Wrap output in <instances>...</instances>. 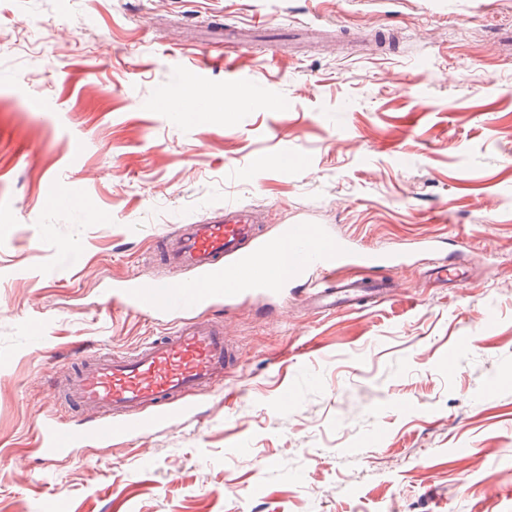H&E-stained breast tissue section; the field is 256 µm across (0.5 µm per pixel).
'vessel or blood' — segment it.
Segmentation results:
<instances>
[{
	"label": "vessel or blood",
	"instance_id": "vessel-or-blood-1",
	"mask_svg": "<svg viewBox=\"0 0 512 512\" xmlns=\"http://www.w3.org/2000/svg\"><path fill=\"white\" fill-rule=\"evenodd\" d=\"M443 245L435 237L418 244L420 252L436 260L431 270L435 277L448 270ZM280 247L291 257L284 271L272 262ZM163 249L167 263L190 270V277L125 279L107 291L106 302L160 318L176 316L179 324L129 353H89L74 370L55 376L59 406L87 418L88 425L73 429L55 417L40 419L38 445L45 463H54L87 439L111 443L196 416L197 396L223 381L237 351L226 340L222 321L200 322L191 318V311L216 303L229 308L250 297L274 300L297 283L309 288L304 299L309 308L347 311L368 298L390 297L389 272L410 259L408 252L394 247L362 249L320 224H283L269 237L253 211L232 201L225 203L223 216L167 234ZM353 267L375 271L377 277H344V270Z\"/></svg>",
	"mask_w": 512,
	"mask_h": 512
}]
</instances>
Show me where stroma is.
<instances>
[{
	"mask_svg": "<svg viewBox=\"0 0 512 512\" xmlns=\"http://www.w3.org/2000/svg\"><path fill=\"white\" fill-rule=\"evenodd\" d=\"M228 201L462 281L247 299L198 418L44 464L43 369L165 332L101 293ZM0 512H512V0H0ZM444 244L445 241L437 237H427L418 242V251L433 257V260L442 261L440 266H435L429 270L431 271V278L435 276V280L445 279L442 274L448 272V264H445L448 261V256H444Z\"/></svg>",
	"mask_w": 512,
	"mask_h": 512,
	"instance_id": "obj_1",
	"label": "stroma"
}]
</instances>
